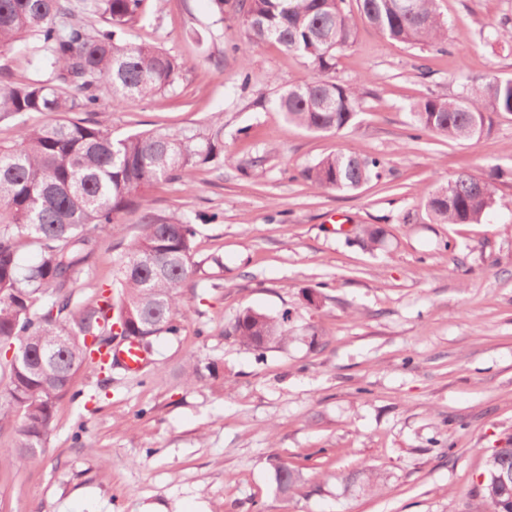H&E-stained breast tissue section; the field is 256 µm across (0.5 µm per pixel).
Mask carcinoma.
Returning <instances> with one entry per match:
<instances>
[{
    "instance_id": "cac0c4a2",
    "label": "carcinoma",
    "mask_w": 512,
    "mask_h": 512,
    "mask_svg": "<svg viewBox=\"0 0 512 512\" xmlns=\"http://www.w3.org/2000/svg\"><path fill=\"white\" fill-rule=\"evenodd\" d=\"M346 0H236L235 16L248 36L240 48L275 42L304 58L314 76L276 90L274 106L285 119L316 133L340 134L360 112V86L331 76L338 54L354 43L358 23L410 45L443 48L448 21L436 0H358L359 16ZM143 0H0V51L28 40L46 75L26 84L0 85V112L56 113L67 118L19 129L0 143V351L14 350L0 389V430L16 429L14 448H0V464L35 457L52 427L56 403L83 369L97 368L87 337L112 335L121 324L147 345L179 331L182 284L195 276L197 229L178 213L160 214L146 191L158 182L194 181L196 171L220 159L224 127L199 125L178 131L147 130L114 137L93 119L100 91L112 106L174 90L181 65L166 50L128 42ZM413 129L456 141L488 136L497 119L512 115V77L466 81L451 98L435 94L410 107ZM383 164L358 149L329 154L301 172L317 190H357L382 177ZM496 166L477 178L460 174L424 198L437 224H474L496 202ZM140 212L141 233L115 261L112 283L75 308L72 286L92 256V230ZM26 240L38 261L20 272L17 250ZM292 333L291 315L253 309L225 329L254 351L274 348ZM512 448L495 450L485 463L472 512H512ZM302 475L277 471L280 492L297 489Z\"/></svg>"
}]
</instances>
